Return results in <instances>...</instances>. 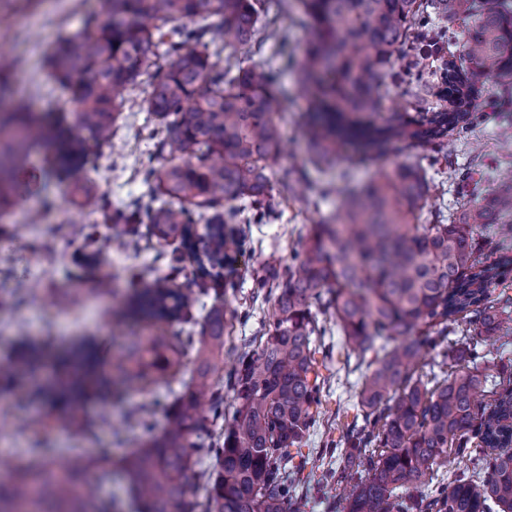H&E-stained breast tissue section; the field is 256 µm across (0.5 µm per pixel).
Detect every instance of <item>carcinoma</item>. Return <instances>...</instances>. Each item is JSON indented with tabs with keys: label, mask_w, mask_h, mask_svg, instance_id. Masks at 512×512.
Listing matches in <instances>:
<instances>
[{
	"label": "carcinoma",
	"mask_w": 512,
	"mask_h": 512,
	"mask_svg": "<svg viewBox=\"0 0 512 512\" xmlns=\"http://www.w3.org/2000/svg\"><path fill=\"white\" fill-rule=\"evenodd\" d=\"M102 3L47 56L45 81L66 95L51 118L0 84L8 98L0 106V207L18 195L17 174L37 150L49 152L45 176L61 183L117 168L115 137L135 116L126 94L141 88L139 110L155 120L151 148L135 160L146 192L114 206L86 190L81 202L103 223L124 225L127 246L156 251L166 266H143L113 311L164 332L147 346L133 342L120 364L127 381L161 384L172 397L162 434L121 461L139 512H301L293 450L319 419L317 344L334 329L349 355L372 367L357 393L362 424L336 444L343 470L357 476L344 512H512V365L486 366V346L512 338V295L493 290L512 258L477 236L495 224L512 237V169L493 194L447 215L424 212L433 177L418 161L380 165L365 183L341 173L336 211L320 218L291 263L253 271L252 300L273 312L259 344L239 347L227 381L215 377L224 352V225L245 208L268 224L280 219L281 203L329 193L297 168L278 167L281 71L296 66L307 100L300 134L321 173L335 170L339 144L361 163L395 143L448 158L452 142L481 122L474 77H493L512 98V0H279L277 12L297 14L310 30L298 64L260 0ZM439 16L448 26H436ZM461 22L465 77L444 59ZM247 47L258 59L244 69L236 54ZM398 61L408 99L382 117ZM160 159L167 164L155 166ZM170 241L179 248L158 250ZM181 277L185 289L174 287ZM450 345L458 369L414 374L423 348L446 360ZM158 348L173 354L162 377L153 367ZM19 359L0 365V379L41 370L39 349L27 346ZM192 359L191 385L177 392ZM100 364L98 344L77 340L61 376L32 386L31 397L60 405L59 424L79 438L91 433L86 396L112 398ZM226 388L235 402L229 419ZM452 454L469 457L473 469L447 480L441 469ZM109 464L105 453L58 463L48 449L31 448L27 465L0 480V512H114L97 482Z\"/></svg>",
	"instance_id": "carcinoma-1"
}]
</instances>
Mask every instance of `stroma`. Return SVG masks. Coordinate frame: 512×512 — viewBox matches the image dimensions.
<instances>
[{
	"mask_svg": "<svg viewBox=\"0 0 512 512\" xmlns=\"http://www.w3.org/2000/svg\"><path fill=\"white\" fill-rule=\"evenodd\" d=\"M100 0H0V52L14 62L4 79L10 88L27 96L35 111H55L59 91L44 87L45 54L63 33L78 30L84 16L99 10ZM482 90L478 105L487 113V121L458 143L454 166L440 165L434 172L435 186L428 200L429 208L453 205L456 195L448 181L450 169L472 172L465 188L468 200L480 202L491 194L497 172L512 168V154L502 150L503 140L512 137V112L504 111L497 99L499 89L489 80H479ZM287 101L282 124L284 152L281 166L306 169L315 182H330L332 191L312 209L305 200L282 204V216L271 224L249 223L240 215L243 244L227 243L229 264L224 270V310L244 312L250 309V273L268 259L288 264L293 248L309 234L320 216L335 211L337 191L342 182L325 178L309 163L306 144L300 136L296 119L306 109L305 97L294 71L281 76ZM43 154H34L20 185L23 192L18 205L0 210V363L8 364L18 355L21 344L44 350L47 366H54L62 350L81 336L94 337L102 351L107 372H116L127 345L142 336L155 335L150 326H136L110 316L111 308L124 301L133 287L132 276L145 260L144 255L122 246L112 225L102 223L99 214L76 205L75 185L106 194L118 202L140 196L144 186L132 171H114L86 180L77 175L74 183L48 181L44 178ZM98 232L91 247L90 264L77 269L72 264L76 240L89 229ZM107 278L112 292L98 294L97 283ZM30 290L26 304L15 306L12 291L18 282ZM366 364L350 361L348 367L332 375L325 394L324 419L302 447L307 462L303 479L296 488L304 512H343V492L319 484L322 468L335 466L325 444L337 439L356 413L355 392ZM167 395L163 388L120 387L112 402L88 397L83 408L95 427L86 448L105 450L112 461L131 454L151 432H162L167 415L163 406ZM147 404L155 408V427L146 431L129 416L132 408ZM58 410L28 399V382L18 377L0 384V475L24 464L26 450L33 442L52 449L74 447V440L53 420ZM30 422L27 431L20 422Z\"/></svg>",
	"mask_w": 512,
	"mask_h": 512,
	"instance_id": "obj_1",
	"label": "stroma"
}]
</instances>
